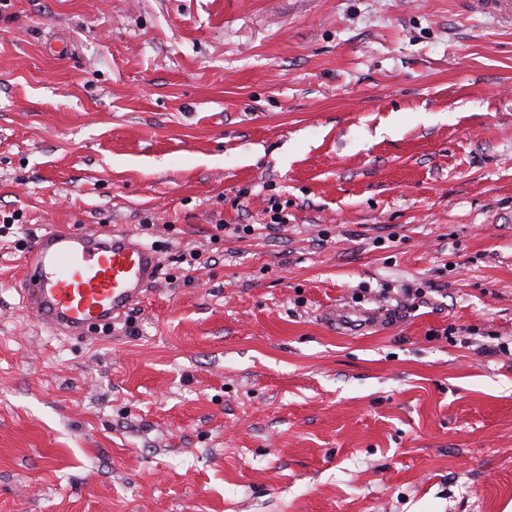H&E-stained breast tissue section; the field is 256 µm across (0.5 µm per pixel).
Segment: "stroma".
Segmentation results:
<instances>
[{
  "label": "stroma",
  "instance_id": "35a3bbf8",
  "mask_svg": "<svg viewBox=\"0 0 512 512\" xmlns=\"http://www.w3.org/2000/svg\"><path fill=\"white\" fill-rule=\"evenodd\" d=\"M56 224L157 247L106 332L22 305ZM0 512H512V28L0 0Z\"/></svg>",
  "mask_w": 512,
  "mask_h": 512
}]
</instances>
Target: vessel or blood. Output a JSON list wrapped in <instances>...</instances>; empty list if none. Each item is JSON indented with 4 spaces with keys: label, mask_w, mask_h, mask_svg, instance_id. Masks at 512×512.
Here are the masks:
<instances>
[{
    "label": "vessel or blood",
    "mask_w": 512,
    "mask_h": 512,
    "mask_svg": "<svg viewBox=\"0 0 512 512\" xmlns=\"http://www.w3.org/2000/svg\"><path fill=\"white\" fill-rule=\"evenodd\" d=\"M468 11L512 26V0H462ZM158 267L154 250L132 233L102 235L75 225L37 236L26 267L22 303L43 324L69 336L111 324L139 302Z\"/></svg>",
    "instance_id": "obj_1"
}]
</instances>
